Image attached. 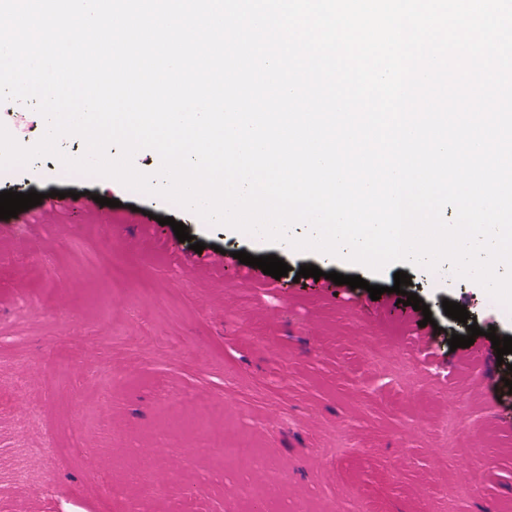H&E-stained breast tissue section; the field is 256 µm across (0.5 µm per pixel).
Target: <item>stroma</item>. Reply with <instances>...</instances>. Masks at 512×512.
<instances>
[{
  "mask_svg": "<svg viewBox=\"0 0 512 512\" xmlns=\"http://www.w3.org/2000/svg\"><path fill=\"white\" fill-rule=\"evenodd\" d=\"M17 184L114 204L0 219V512H512V396L497 385L512 354L485 336L448 345L468 328L445 315L446 299L512 337V314L475 282L407 263L374 276L266 246L50 158L0 170V192ZM216 246L324 276H236ZM400 270L431 325L391 293ZM331 271L384 292L372 300ZM51 355L70 362L53 386ZM212 431L256 449L249 488L243 462L206 449ZM49 435L62 450L52 460L39 452ZM461 438L472 454H454Z\"/></svg>",
  "mask_w": 512,
  "mask_h": 512,
  "instance_id": "35a3bbf8",
  "label": "stroma"
}]
</instances>
